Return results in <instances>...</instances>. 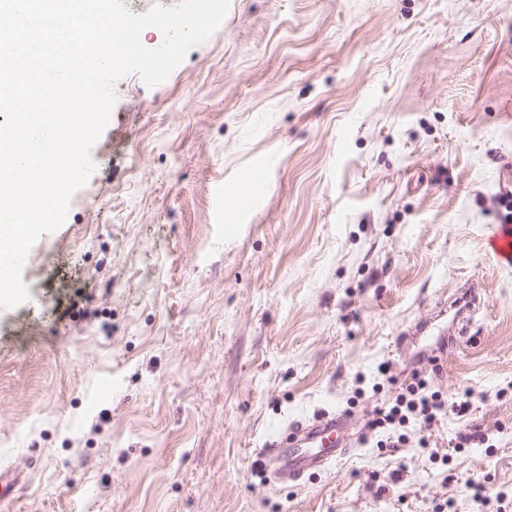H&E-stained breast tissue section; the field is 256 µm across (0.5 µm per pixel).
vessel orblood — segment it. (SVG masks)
<instances>
[{"label": "vessel or blood", "mask_w": 512, "mask_h": 512, "mask_svg": "<svg viewBox=\"0 0 512 512\" xmlns=\"http://www.w3.org/2000/svg\"><path fill=\"white\" fill-rule=\"evenodd\" d=\"M346 429L345 414L332 411L277 430L263 449L265 471L278 481L288 482L320 470L349 447Z\"/></svg>", "instance_id": "obj_1"}]
</instances>
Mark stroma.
<instances>
[{"label":"stroma","mask_w":512,"mask_h":512,"mask_svg":"<svg viewBox=\"0 0 512 512\" xmlns=\"http://www.w3.org/2000/svg\"><path fill=\"white\" fill-rule=\"evenodd\" d=\"M96 169L0 315L8 512H495L512 496V0H231L150 88L115 86ZM267 162L259 205L244 179ZM430 374L464 416L425 448L365 424L465 285ZM354 442L278 483L259 450L318 411ZM487 445L457 449L463 433Z\"/></svg>","instance_id":"obj_1"}]
</instances>
